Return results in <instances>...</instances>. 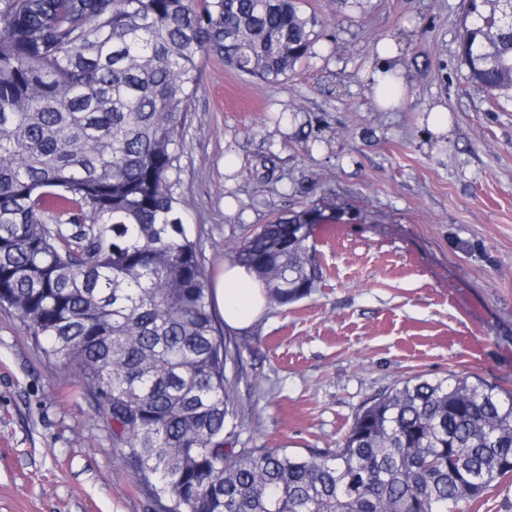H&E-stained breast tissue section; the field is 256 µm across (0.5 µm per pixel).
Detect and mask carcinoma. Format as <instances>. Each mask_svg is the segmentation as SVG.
Instances as JSON below:
<instances>
[{"label": "carcinoma", "instance_id": "obj_1", "mask_svg": "<svg viewBox=\"0 0 512 512\" xmlns=\"http://www.w3.org/2000/svg\"><path fill=\"white\" fill-rule=\"evenodd\" d=\"M303 0H0V307L78 381L160 512H458L512 478V389L409 378L335 449L240 448L211 274L169 178L206 51L269 84ZM467 81L512 94V0H462ZM234 245L268 298L318 286L284 224ZM176 504L168 510V504Z\"/></svg>", "mask_w": 512, "mask_h": 512}]
</instances>
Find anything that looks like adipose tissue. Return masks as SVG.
<instances>
[{
  "label": "adipose tissue",
  "mask_w": 512,
  "mask_h": 512,
  "mask_svg": "<svg viewBox=\"0 0 512 512\" xmlns=\"http://www.w3.org/2000/svg\"><path fill=\"white\" fill-rule=\"evenodd\" d=\"M395 42L385 41L377 47V60L365 74L380 108L393 110L405 100L403 69L397 61ZM213 303L225 328L243 331L265 314L267 297L262 284L247 266L225 261L211 279Z\"/></svg>",
  "instance_id": "1"
}]
</instances>
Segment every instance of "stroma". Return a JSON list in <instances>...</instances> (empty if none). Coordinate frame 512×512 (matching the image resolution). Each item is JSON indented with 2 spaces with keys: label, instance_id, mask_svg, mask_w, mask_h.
I'll use <instances>...</instances> for the list:
<instances>
[{
  "label": "stroma",
  "instance_id": "stroma-1",
  "mask_svg": "<svg viewBox=\"0 0 512 512\" xmlns=\"http://www.w3.org/2000/svg\"><path fill=\"white\" fill-rule=\"evenodd\" d=\"M459 3L304 0L319 38L276 85L200 60L171 181L208 269L280 215L335 208L311 228V295L224 335L246 447L337 448L413 376L512 389V100L466 84ZM389 38L407 93L381 111L362 74ZM0 512H157L75 371L5 309Z\"/></svg>",
  "mask_w": 512,
  "mask_h": 512
}]
</instances>
